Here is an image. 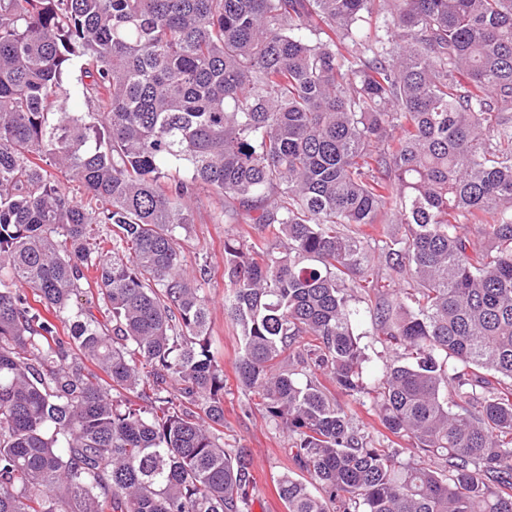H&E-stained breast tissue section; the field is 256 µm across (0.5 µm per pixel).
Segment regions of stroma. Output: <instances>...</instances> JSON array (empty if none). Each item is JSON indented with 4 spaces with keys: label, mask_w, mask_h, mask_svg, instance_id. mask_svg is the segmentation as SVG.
<instances>
[{
    "label": "stroma",
    "mask_w": 512,
    "mask_h": 512,
    "mask_svg": "<svg viewBox=\"0 0 512 512\" xmlns=\"http://www.w3.org/2000/svg\"><path fill=\"white\" fill-rule=\"evenodd\" d=\"M219 211L217 198L201 193L191 222L181 235V251L188 267L204 265L210 271L204 293L211 308V351L224 371V443L226 447H243L251 452L255 478L251 512H286L275 491L276 481L285 473L300 475L301 470L288 454L287 432L262 416L237 381L240 341L224 312V296L230 288L224 277V240L237 234L239 227L219 219ZM355 308L353 326L364 356V378L371 385L382 377L393 356L375 335L366 304L356 303Z\"/></svg>",
    "instance_id": "35a3bbf8"
}]
</instances>
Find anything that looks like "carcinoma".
Instances as JSON below:
<instances>
[{
    "label": "carcinoma",
    "instance_id": "carcinoma-1",
    "mask_svg": "<svg viewBox=\"0 0 512 512\" xmlns=\"http://www.w3.org/2000/svg\"><path fill=\"white\" fill-rule=\"evenodd\" d=\"M200 188L287 512H512V0H0V512H250ZM354 289L406 459L318 379L366 393ZM191 224L182 230L181 251L190 268L207 266L209 281L204 294L210 302L211 351L224 370V443L226 448H249L255 478L251 512H287L275 491L278 477L288 473L310 479L288 455V433L267 421L238 383L236 364L240 351L238 332L224 313V295L230 284L224 278V239L236 235L245 224L218 219L220 204L201 192Z\"/></svg>",
    "mask_w": 512,
    "mask_h": 512
}]
</instances>
